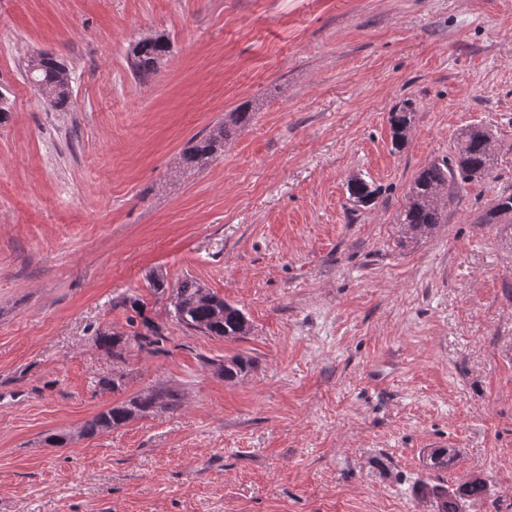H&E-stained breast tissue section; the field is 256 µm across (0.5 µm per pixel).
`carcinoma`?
Segmentation results:
<instances>
[{
    "mask_svg": "<svg viewBox=\"0 0 512 512\" xmlns=\"http://www.w3.org/2000/svg\"><path fill=\"white\" fill-rule=\"evenodd\" d=\"M170 49V42L163 36L139 40L132 49L133 74L142 80L150 78L168 57ZM64 69L63 63L45 53L40 54L36 62L27 64V77L42 95L44 104L56 111L65 110L69 104L70 90L58 81L59 72ZM253 118L254 113L247 106L225 115L224 121L207 134L192 140V145L182 154L183 166L195 171L206 168L224 153V145L244 130ZM409 124V112L402 110L392 114L393 140L399 148L405 144ZM492 163L489 136L476 126L467 128L461 134L454 155L429 164L413 181L407 193V203L397 216L404 238L413 240L428 235L437 225L446 223L447 204L442 202L439 189L450 184H469L488 176ZM348 193L355 206L367 207L374 203L377 190L366 180L356 178L349 181ZM495 203L496 206L480 213L477 223L512 224V194L499 196ZM148 282L154 295L168 297L171 321L187 331L231 340L241 339L250 331L249 321L241 309L224 301L223 297L194 279L186 277L170 288L163 275L152 272L148 275ZM118 305L137 313L140 321L130 320L133 331L128 334L107 330L98 333L100 347L111 353L114 360L123 359L124 351L132 344L149 354L162 352L167 341L166 326L145 316L147 303L140 298L129 297L119 301ZM204 364L215 367V373L230 382L246 376L255 366L251 357L243 355L224 361L206 358ZM179 405L178 393L152 388L97 413L85 424L84 432L94 435L110 431L150 414L156 408L174 411ZM451 461L450 449L434 448L426 458V466L431 470H443L448 468ZM487 493V482L483 478H472L451 490L425 482L417 488V495L423 498L429 494L443 500L444 512H459L458 500L474 502L484 498Z\"/></svg>",
    "mask_w": 512,
    "mask_h": 512,
    "instance_id": "obj_1",
    "label": "carcinoma"
}]
</instances>
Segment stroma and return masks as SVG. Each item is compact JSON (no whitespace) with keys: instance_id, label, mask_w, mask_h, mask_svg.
Returning a JSON list of instances; mask_svg holds the SVG:
<instances>
[{"instance_id":"1","label":"stroma","mask_w":512,"mask_h":512,"mask_svg":"<svg viewBox=\"0 0 512 512\" xmlns=\"http://www.w3.org/2000/svg\"><path fill=\"white\" fill-rule=\"evenodd\" d=\"M154 35L171 53L142 82ZM38 53L67 67L66 110L24 74ZM0 87V512H427L419 482L476 473L481 512H512V224L477 221L512 193V0H0ZM245 102L251 124L183 170ZM474 125L491 174L403 242L414 178ZM153 271L249 333L166 322L164 353L114 360L95 335L127 331L118 300L166 321ZM235 355L255 367L233 382L202 363ZM116 373L181 407L82 435ZM440 447L455 463L428 470ZM171 45L163 36L140 39L132 49L133 74L142 80L154 75L168 57ZM255 112H249V106H243L224 116V121L216 125L207 134L194 138L182 154L183 166L199 171L206 168L224 152V145L233 140L253 120ZM349 199L357 207H367L374 203L377 190L362 178L352 179L348 183Z\"/></svg>"}]
</instances>
